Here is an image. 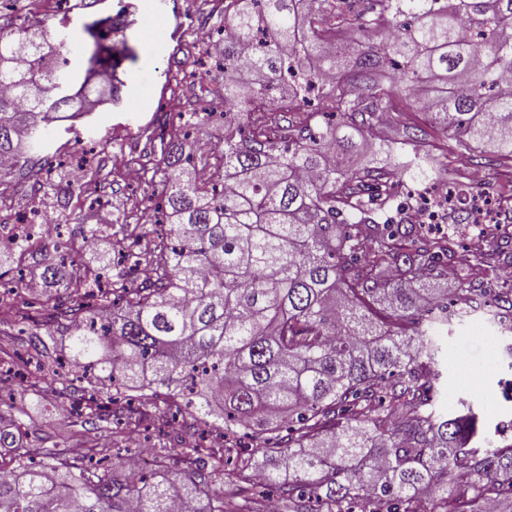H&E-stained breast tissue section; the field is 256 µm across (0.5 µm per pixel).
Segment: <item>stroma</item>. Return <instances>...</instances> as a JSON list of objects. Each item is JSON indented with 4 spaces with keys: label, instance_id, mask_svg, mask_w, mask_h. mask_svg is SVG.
<instances>
[{
    "label": "stroma",
    "instance_id": "35a3bbf8",
    "mask_svg": "<svg viewBox=\"0 0 512 512\" xmlns=\"http://www.w3.org/2000/svg\"><path fill=\"white\" fill-rule=\"evenodd\" d=\"M116 14L122 16L126 27L114 31L113 44L128 45L136 52L135 59L122 60L114 71L119 82L117 102L80 119L73 132H65L63 123L56 122L44 133V149L49 153L78 151L98 134L111 137V147L96 156L97 168L85 172L86 188L100 196V208L88 209L83 198L74 194L67 195L62 204L52 195L42 203L43 209L54 212L61 222L62 238L81 271L93 267V254L111 256L117 251L115 225L135 222L146 207L160 202L162 184L155 172L162 166L161 103L172 101L179 112L224 109L223 99L195 96L207 65L205 47L194 32L222 25V0H42L37 8L31 0H0V25L46 27L51 33L47 56L68 58L77 82L83 80L87 66L85 24ZM122 157L138 160L145 174L140 184L132 186L124 179L118 163ZM490 160L484 169L485 184L473 185V167L457 153L449 155L447 170L437 178L449 182L457 192L503 194L504 208H511L512 158L494 153ZM106 218L112 222L111 229L100 235L94 251H86L79 225L99 224ZM435 340L446 369L437 412L445 417L468 403L485 411L486 423L512 418V401L503 397L507 381H512V332L502 330L489 314L477 312L452 327L437 329ZM61 389V380L49 376L39 385L28 386L29 447L53 446L59 427L70 421L73 398Z\"/></svg>",
    "mask_w": 512,
    "mask_h": 512
}]
</instances>
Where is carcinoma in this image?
Segmentation results:
<instances>
[{
    "label": "carcinoma",
    "instance_id": "cac0c4a2",
    "mask_svg": "<svg viewBox=\"0 0 512 512\" xmlns=\"http://www.w3.org/2000/svg\"><path fill=\"white\" fill-rule=\"evenodd\" d=\"M357 2L224 0L234 36L207 48L231 108L224 138L198 168L185 153L190 131L202 130L198 113L170 125L155 228L122 225L130 246L45 298L46 335L28 336L41 370L54 333H67L63 361L87 382L73 414L94 433L96 455L71 462L62 448H28L17 412L0 424L14 463L0 477V512H266L247 482L254 470L279 491L278 512H417L424 493L428 512L450 499L476 512L490 493L512 503V420L491 437L470 406L436 414L432 339L485 306L512 330V288L473 280L512 256L476 244L458 252L447 235L377 214L394 178H426L435 162L404 123L420 100L457 147L512 155V0ZM84 31L88 71L112 67V17ZM46 42L45 30L0 27V159L11 161L0 196L17 176L62 193L42 180L55 159L38 154L43 129L79 118L61 109L90 94L84 82L74 89L68 62L43 65ZM384 113L413 147L402 165L373 134ZM329 115L340 127L319 122ZM362 129L371 135L355 137ZM355 152L371 153L373 166L346 167ZM52 250L40 263L54 281L73 260L60 241ZM142 266L154 278L136 284ZM450 267L460 271L456 306L442 287ZM26 307L0 292V316L13 324L28 320ZM211 415L219 454L194 424ZM177 417L196 445L175 469L145 474L128 465L130 449L110 444L114 425ZM242 432L254 451L233 444Z\"/></svg>",
    "mask_w": 512,
    "mask_h": 512
}]
</instances>
